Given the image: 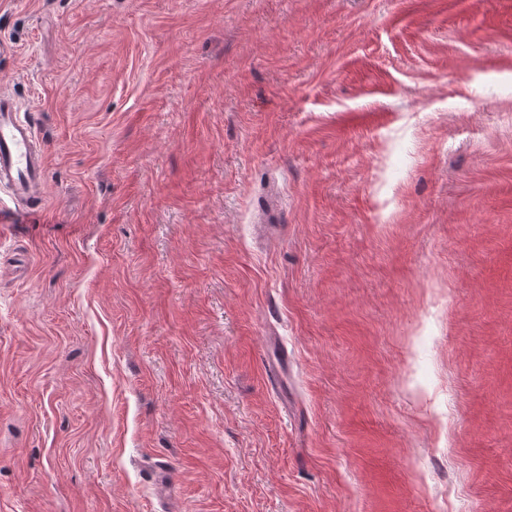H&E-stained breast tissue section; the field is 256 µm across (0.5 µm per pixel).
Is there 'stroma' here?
I'll return each mask as SVG.
<instances>
[{
  "label": "stroma",
  "instance_id": "1",
  "mask_svg": "<svg viewBox=\"0 0 512 512\" xmlns=\"http://www.w3.org/2000/svg\"><path fill=\"white\" fill-rule=\"evenodd\" d=\"M1 89L0 512H512V0H0ZM45 172V151L38 146L33 125L21 113L17 101L1 91L0 189H7L13 200L25 203V207L5 212L0 204L1 224L43 210Z\"/></svg>",
  "mask_w": 512,
  "mask_h": 512
}]
</instances>
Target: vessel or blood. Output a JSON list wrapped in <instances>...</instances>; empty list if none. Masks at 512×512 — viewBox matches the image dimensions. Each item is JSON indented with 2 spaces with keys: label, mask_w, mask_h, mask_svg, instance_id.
Instances as JSON below:
<instances>
[{
  "label": "vessel or blood",
  "mask_w": 512,
  "mask_h": 512,
  "mask_svg": "<svg viewBox=\"0 0 512 512\" xmlns=\"http://www.w3.org/2000/svg\"><path fill=\"white\" fill-rule=\"evenodd\" d=\"M46 155L30 121L17 101L0 92V189L8 191L19 208L1 211L5 224L44 208Z\"/></svg>",
  "instance_id": "obj_1"
}]
</instances>
